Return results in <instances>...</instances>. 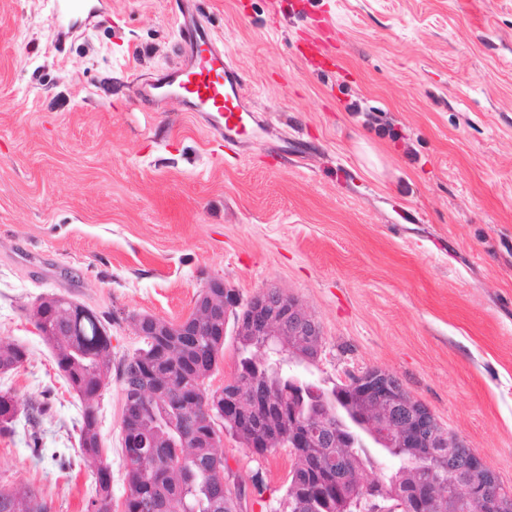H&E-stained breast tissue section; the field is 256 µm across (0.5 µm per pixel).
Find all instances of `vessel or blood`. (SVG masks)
<instances>
[{"label":"vessel or blood","instance_id":"b4317fda","mask_svg":"<svg viewBox=\"0 0 512 512\" xmlns=\"http://www.w3.org/2000/svg\"><path fill=\"white\" fill-rule=\"evenodd\" d=\"M179 34L185 52L183 63L139 79L140 99L173 93L181 97L185 111L204 119L214 136L241 132L246 116L253 112L246 101L241 70L218 51L205 26L187 22Z\"/></svg>","mask_w":512,"mask_h":512}]
</instances>
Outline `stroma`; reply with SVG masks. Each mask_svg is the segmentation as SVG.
<instances>
[{
	"label": "stroma",
	"mask_w": 512,
	"mask_h": 512,
	"mask_svg": "<svg viewBox=\"0 0 512 512\" xmlns=\"http://www.w3.org/2000/svg\"><path fill=\"white\" fill-rule=\"evenodd\" d=\"M292 2L195 0L257 110L224 140L178 98H134L177 60L183 0H102L65 35L45 0H0V338L28 349L0 388L51 400L0 436V485L39 488L53 512H83L94 489L37 297L104 315L117 364L143 345L131 315L179 320L218 277L243 301L272 285L303 303L321 352L297 373L328 389L391 373L512 494V0ZM321 34L339 68L297 55ZM121 412L115 382L98 402L112 512ZM220 452L263 483L248 512H281L289 449L228 435Z\"/></svg>",
	"instance_id": "obj_1"
}]
</instances>
